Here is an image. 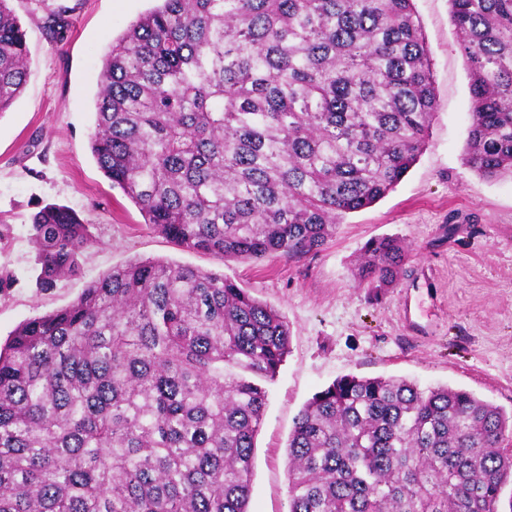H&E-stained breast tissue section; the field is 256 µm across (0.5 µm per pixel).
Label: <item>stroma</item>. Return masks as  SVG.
<instances>
[{"mask_svg": "<svg viewBox=\"0 0 512 512\" xmlns=\"http://www.w3.org/2000/svg\"><path fill=\"white\" fill-rule=\"evenodd\" d=\"M155 0H11L26 32L28 78L0 114V344L25 320L64 307L85 286L135 259L174 260L234 278L278 310L290 352L269 387L256 437L249 512H288L286 452L304 403L336 378L395 377L462 388L512 411V178L486 180L463 160L471 121L469 75L448 0H414L437 95L429 144L385 198L345 217L318 253L223 263L177 246L145 224L90 150L94 99L112 42ZM65 9L64 39L46 24ZM57 203L95 227L81 275L38 290L30 216ZM410 248L407 274L382 300L357 287L353 263L371 238Z\"/></svg>", "mask_w": 512, "mask_h": 512, "instance_id": "obj_1", "label": "stroma"}]
</instances>
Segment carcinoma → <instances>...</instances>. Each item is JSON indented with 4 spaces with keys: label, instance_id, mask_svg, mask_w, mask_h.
Instances as JSON below:
<instances>
[{
    "label": "carcinoma",
    "instance_id": "obj_1",
    "mask_svg": "<svg viewBox=\"0 0 512 512\" xmlns=\"http://www.w3.org/2000/svg\"><path fill=\"white\" fill-rule=\"evenodd\" d=\"M470 76L465 164L512 177V0H449ZM0 0V114L25 83ZM437 110L414 0H159L112 42L90 149L155 232L223 261L318 253L426 150ZM33 279L80 273L94 225L30 218ZM409 259L371 239L358 287ZM290 328L232 278L112 268L0 348V512H249L255 438ZM512 414L447 385L345 375L299 411L289 512H499Z\"/></svg>",
    "mask_w": 512,
    "mask_h": 512
}]
</instances>
